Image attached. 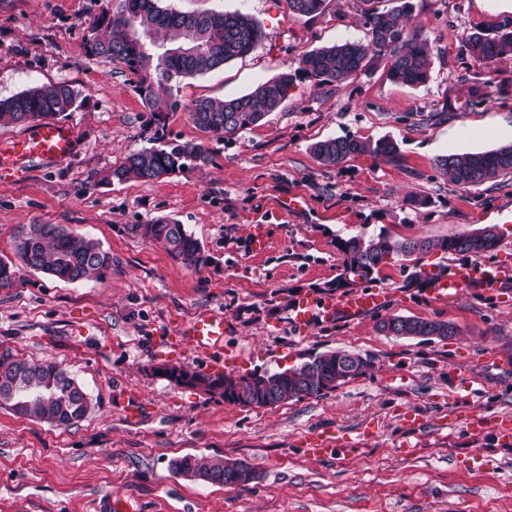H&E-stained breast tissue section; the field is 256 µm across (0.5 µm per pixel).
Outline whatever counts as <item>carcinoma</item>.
I'll return each instance as SVG.
<instances>
[{"instance_id": "1", "label": "carcinoma", "mask_w": 512, "mask_h": 512, "mask_svg": "<svg viewBox=\"0 0 512 512\" xmlns=\"http://www.w3.org/2000/svg\"><path fill=\"white\" fill-rule=\"evenodd\" d=\"M326 0H288L295 15L314 18L325 9ZM396 5L379 8L374 0H354L361 4V18L369 40L345 41L309 50L298 66L285 69L252 91L230 99H201L185 106L194 124L203 131H221L233 136L260 125L288 96L300 79L317 87H340L360 71L382 63L389 78L409 87L424 85L430 78L432 45L430 39L409 28L410 0H394ZM105 33L94 32L88 40L91 54L117 61L138 76L135 88L144 107L157 117L173 112L180 102L173 98L171 83L205 75L251 53L263 39L259 22L238 11L184 12L160 5V0H118L114 10L97 21ZM466 47L478 61L493 64L512 58V30L505 25L494 33L476 31L467 37ZM492 82L485 80L468 91L473 106L489 101ZM77 96L70 85L58 82L30 88L0 99V125H32L52 121L70 110ZM314 157L327 166H337L355 155L392 159L395 144L345 136L315 143ZM209 162L207 149L200 143L160 141L158 145L133 152L104 180H157L163 176L201 167ZM436 166L449 183L470 187L512 174V145L484 152L443 155ZM140 237L163 245L189 268L204 262L197 239L181 224L158 221L135 224ZM502 236L485 227L465 235L425 237L395 241L380 233L366 237L340 238L336 247L342 255L343 272L353 280L336 279V289L350 287L360 279L375 280V274L395 256L430 251L466 255L478 259L497 249ZM16 249L26 265L40 269L65 282H76L92 275L102 276L112 269V255L92 239L75 236L56 224H41L20 234ZM12 263L0 259V289L16 281ZM391 336H439L455 333L446 321L422 320L392 315L380 320L378 329ZM373 367L372 359L344 350H330L311 356L296 367L274 372H253L247 376L226 374L214 378L172 365L165 376L178 384L222 390L224 400L239 404L241 394L251 397L255 407L276 406L299 399L300 393L320 397L345 382V369L352 377L364 376ZM89 395L68 372L52 363H36L11 355L0 356V407L55 427H69L80 421L89 409ZM179 475L192 481L217 485H246L256 478L247 463L231 458L184 456L171 463Z\"/></svg>"}]
</instances>
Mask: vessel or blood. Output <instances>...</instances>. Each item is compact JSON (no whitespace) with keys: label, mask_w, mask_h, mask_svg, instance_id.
I'll return each mask as SVG.
<instances>
[{"label":"vessel or blood","mask_w":512,"mask_h":512,"mask_svg":"<svg viewBox=\"0 0 512 512\" xmlns=\"http://www.w3.org/2000/svg\"><path fill=\"white\" fill-rule=\"evenodd\" d=\"M78 135L70 124L52 121L29 126L21 135L0 142V180L21 175L26 169L41 165L52 167L70 158L77 150ZM508 272L499 266L469 263L457 267L453 273L432 283L428 295L434 302H444L462 288L479 285L499 287ZM389 298L387 288L375 286L368 290L344 294H328L319 298L302 297L294 307L293 322L299 326L317 320L325 324L342 318L355 319L382 308ZM228 326L223 317L203 314L179 323L174 329L160 332L156 351L162 355L181 357L194 352L204 369L212 372L232 370L242 357L240 350L224 345ZM451 423L478 433L498 429L506 438H512V420L498 419L488 413L456 411L449 413ZM377 431L374 423H367L359 437L334 430H317L305 441V452L312 458L323 459L332 455L351 453L358 438H372ZM95 512H142L138 499L122 495H103L95 504Z\"/></svg>","instance_id":"vessel-or-blood-1"}]
</instances>
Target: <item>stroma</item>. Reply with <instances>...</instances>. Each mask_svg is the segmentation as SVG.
<instances>
[{"label": "stroma", "mask_w": 512, "mask_h": 512, "mask_svg": "<svg viewBox=\"0 0 512 512\" xmlns=\"http://www.w3.org/2000/svg\"><path fill=\"white\" fill-rule=\"evenodd\" d=\"M412 2V27L433 42L427 84H394L380 67L329 92L299 81L261 125L227 136L198 129L185 104L245 94L306 51L366 40L350 0H328L309 20L286 0H165L180 11H240L261 24L263 39L224 68L173 84L182 108L159 119L135 92L136 75L87 49L110 0H0V99L68 83L78 98L62 119L80 135L70 160L0 181V259L17 270L14 286L0 290V355L56 364L91 399L67 428L0 407V512H95L109 492L139 497L145 512H512V442L442 424L461 404L512 418V275L497 292L465 288L432 303L395 259L381 271L391 300L380 310L306 331L291 321L300 297L329 293L340 274L337 239L444 237L512 210V175L459 188L435 166L443 155L512 144V58L485 66L464 48L470 32L512 23V0ZM487 79L492 101L470 106L469 88ZM160 136L202 144L209 163L148 182H103ZM344 136L386 137L398 154L321 165L312 145ZM291 199L297 208L285 209ZM158 220L184 225L206 264L186 268L132 230ZM33 224L94 239L111 253V271L63 282L29 268L15 241ZM254 224L272 242L260 257L246 249ZM201 312L227 321L224 344L243 353L237 377L329 350L370 355L373 367L320 397L233 404L156 371L166 359L153 336ZM393 314L448 321L456 333L429 341L380 333L378 321ZM119 390L140 402L138 422L115 407ZM406 406L424 413L421 425L399 420ZM369 421L378 431L358 451L306 456L310 432ZM186 455L241 459L257 477L242 486L190 481L171 468Z\"/></svg>", "instance_id": "obj_1"}]
</instances>
